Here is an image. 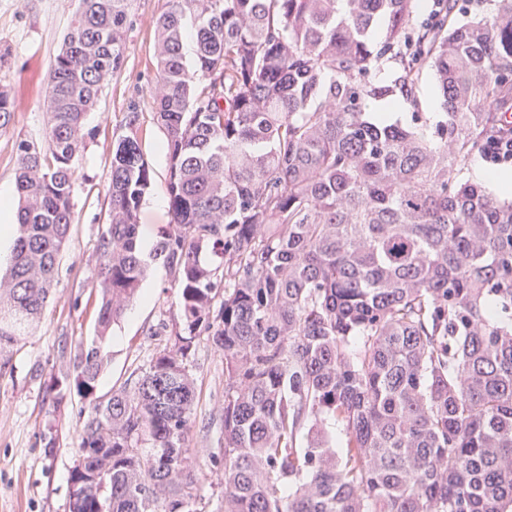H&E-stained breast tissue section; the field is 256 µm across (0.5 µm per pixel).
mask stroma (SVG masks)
<instances>
[{
	"label": "stroma",
	"mask_w": 512,
	"mask_h": 512,
	"mask_svg": "<svg viewBox=\"0 0 512 512\" xmlns=\"http://www.w3.org/2000/svg\"><path fill=\"white\" fill-rule=\"evenodd\" d=\"M79 0H0V46L10 57L0 64V86L27 100L0 127V194L16 196V154L19 140L41 141L46 124L45 79L59 51ZM167 0H132L131 23L125 33V61L103 88L96 110L86 123L95 136L88 140L73 186L74 224L62 251L57 283L40 323L17 351L0 358V512H69V474L76 458L82 419L90 404L76 392L58 399L56 381H73L75 364L94 334L99 297L93 287L96 241L105 225L112 147L124 135L123 114L129 100L141 112L137 132L153 174V189L139 213L141 238L157 240L169 223L164 130L153 119L149 89L157 76L153 21ZM143 281L150 298H137L109 333L107 364L98 379L96 397L132 387L148 371L178 321V297L168 271L150 262ZM195 379V400L186 446L197 451L202 474L199 491L220 503L222 487L211 474L208 451L223 442L219 410L224 400V364L206 337H198L188 361ZM54 435L55 447L43 444Z\"/></svg>",
	"instance_id": "1"
}]
</instances>
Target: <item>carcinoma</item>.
<instances>
[{
	"instance_id": "1",
	"label": "carcinoma",
	"mask_w": 512,
	"mask_h": 512,
	"mask_svg": "<svg viewBox=\"0 0 512 512\" xmlns=\"http://www.w3.org/2000/svg\"><path fill=\"white\" fill-rule=\"evenodd\" d=\"M130 2L80 0L49 65L45 143L17 146L1 356L54 290L86 115L122 68ZM488 2L469 16L444 0L421 21L418 0H168L150 93L171 223L153 259L180 323L83 421L69 512H209L186 447L202 333L224 358L218 512H512V198L467 178L512 101V26L496 25L512 0ZM401 99L409 123L369 112ZM13 112L1 87V127ZM139 123L132 100L96 243V335L76 364L84 399L147 273ZM102 467L103 487L87 477Z\"/></svg>"
}]
</instances>
